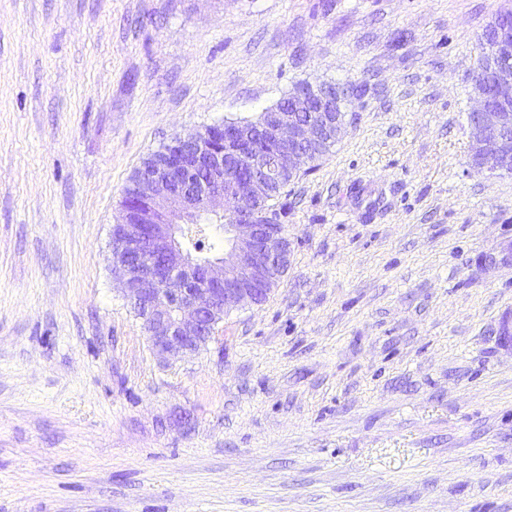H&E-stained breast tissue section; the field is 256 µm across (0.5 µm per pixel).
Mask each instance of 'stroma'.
Segmentation results:
<instances>
[{
  "label": "stroma",
  "instance_id": "obj_1",
  "mask_svg": "<svg viewBox=\"0 0 512 512\" xmlns=\"http://www.w3.org/2000/svg\"><path fill=\"white\" fill-rule=\"evenodd\" d=\"M512 0H0V512H512V174L470 165ZM347 89L288 271L160 359L108 262L176 135Z\"/></svg>",
  "mask_w": 512,
  "mask_h": 512
}]
</instances>
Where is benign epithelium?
I'll list each match as a JSON object with an SVG mask.
<instances>
[{"label": "benign epithelium", "instance_id": "7a95c632", "mask_svg": "<svg viewBox=\"0 0 512 512\" xmlns=\"http://www.w3.org/2000/svg\"><path fill=\"white\" fill-rule=\"evenodd\" d=\"M497 20V44L478 69L469 114L476 168L491 174L512 172V17ZM342 92L300 85L258 122L216 124L209 145L178 135L139 169L145 210L124 212L112 225L110 267L156 354L196 352L215 339L224 314L271 292L291 243L282 225L256 223L259 206L269 184L300 173L341 134ZM204 210L231 216L218 225L227 241L220 256L204 258L184 242L186 223Z\"/></svg>", "mask_w": 512, "mask_h": 512}]
</instances>
